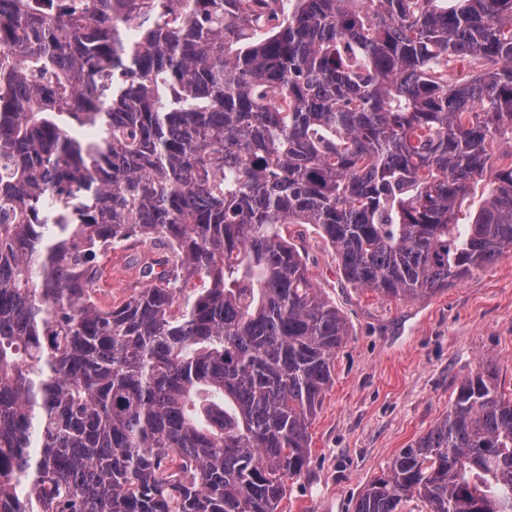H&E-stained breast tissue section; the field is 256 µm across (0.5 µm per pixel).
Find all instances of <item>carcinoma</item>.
I'll return each instance as SVG.
<instances>
[{
  "mask_svg": "<svg viewBox=\"0 0 512 512\" xmlns=\"http://www.w3.org/2000/svg\"><path fill=\"white\" fill-rule=\"evenodd\" d=\"M440 2L0 0V512H276L349 336L284 226L390 297L512 250V0ZM413 498L512 512L492 364L355 512ZM152 251H155V247L151 242L134 247L124 245L112 248V253H109L105 259L107 274L112 271L110 286L112 290L98 295L100 304L105 302L117 304L130 296L135 286H141L143 279L140 274V259Z\"/></svg>",
  "mask_w": 512,
  "mask_h": 512,
  "instance_id": "cac0c4a2",
  "label": "carcinoma"
}]
</instances>
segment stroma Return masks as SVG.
<instances>
[{
    "label": "stroma",
    "instance_id": "35a3bbf8",
    "mask_svg": "<svg viewBox=\"0 0 512 512\" xmlns=\"http://www.w3.org/2000/svg\"><path fill=\"white\" fill-rule=\"evenodd\" d=\"M288 234L349 334L309 428V464L289 480L277 512H355L400 449L443 417L465 376L489 362L512 387V251L436 294L393 299L348 283L314 225H289ZM152 250L149 242L113 248L111 289L99 302H121L141 286Z\"/></svg>",
    "mask_w": 512,
    "mask_h": 512
}]
</instances>
